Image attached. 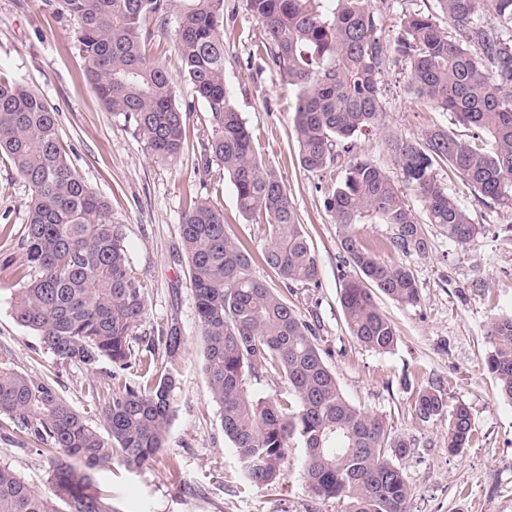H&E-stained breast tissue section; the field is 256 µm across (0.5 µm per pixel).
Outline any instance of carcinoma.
I'll list each match as a JSON object with an SVG mask.
<instances>
[{"label":"carcinoma","mask_w":512,"mask_h":512,"mask_svg":"<svg viewBox=\"0 0 512 512\" xmlns=\"http://www.w3.org/2000/svg\"><path fill=\"white\" fill-rule=\"evenodd\" d=\"M45 2L76 23L86 76L107 109L134 121L154 158L176 159L185 136L177 84L163 62L146 53V21L164 28L169 0ZM244 2L264 32L259 53L297 89L292 128L300 165L323 171L350 153L354 137L380 126L385 49L368 0H333L328 10L325 0ZM174 49L180 74L211 114L209 150L234 185L239 211L268 226L264 262L287 288L317 284L318 261L287 188L258 159L224 82V0H193L179 18ZM394 50L408 61L409 89L417 99L489 136L470 142L435 127L419 142L388 139L404 181L419 186L429 223L467 245L479 228L432 167L448 165L482 202L512 210V0H435V9L401 22ZM0 154L32 190L23 263L34 276L20 275L14 317L60 362L94 369L107 359L113 367L101 407L103 434L49 381L0 357V417L45 445L54 459L49 496L0 465V512H112L90 471L114 459L139 467L165 448L185 337L175 323L161 336L166 365L160 371L150 357L135 354L145 293L128 269L122 225L68 163L54 110L4 76ZM326 208L342 230L345 263L354 270L340 297L347 329L365 347L387 352L397 334L373 290L414 306L419 288L406 268L379 261L355 227L368 220L389 224L392 246L408 253L426 251L423 225L390 175L367 158L348 161ZM180 237L210 395L245 478L256 486L275 480L296 442L304 449L312 491L336 500L337 512H408L411 488L387 451L401 455L410 444L395 437L383 417L347 401L323 359L315 327L252 274L249 254L224 230V212L207 199L191 201ZM488 335L487 370L512 402V316L494 319ZM134 367L148 378L121 381L120 372ZM266 372L284 379L294 403L277 405L249 391L246 375ZM445 407L437 389L420 391L414 402L424 421ZM473 431L468 409L453 408L448 453L469 447Z\"/></svg>","instance_id":"cac0c4a2"}]
</instances>
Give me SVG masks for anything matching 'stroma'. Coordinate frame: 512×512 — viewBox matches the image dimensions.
Wrapping results in <instances>:
<instances>
[{"instance_id": "1", "label": "stroma", "mask_w": 512, "mask_h": 512, "mask_svg": "<svg viewBox=\"0 0 512 512\" xmlns=\"http://www.w3.org/2000/svg\"><path fill=\"white\" fill-rule=\"evenodd\" d=\"M370 4L389 49L383 64L381 130L355 138L351 151L397 179L401 172L386 135L418 140L426 130L442 127L468 140L473 130L419 102L409 90L405 62L390 52L402 19L432 8L433 0ZM191 5L192 0H174L168 25L155 32L149 46L177 76V104L186 110L183 152L165 162L150 155L133 122L109 112L97 95L83 71L73 20L53 16L45 0H0V73L37 92L55 110L69 164L108 202L114 220L123 226L129 270L145 287L146 314L137 330L136 354H150L161 366L166 356L159 336L175 323L185 338L164 449L142 467L115 462L93 473L112 512H336L335 501L317 497L306 482L302 448L289 449L279 478L256 487L246 483L224 435L219 408L209 394L180 238L182 214L196 197L223 210L226 233L252 256L253 275L315 324L317 342L344 397L382 416L394 436L408 441L406 452L393 462L411 487L409 512H512V403L500 399L484 365L492 319L512 316V212L483 205L457 174L440 164L434 168L438 180L479 228L470 244H454L438 225L428 223L421 194L408 185L402 188L406 200L426 224L425 252L395 250L390 225H357L358 238L377 258L405 267L420 290L414 306L376 293L378 307L395 326L397 342L385 353L360 345L349 335L340 305L342 231L324 204L344 168L311 173L301 167L291 121L297 90L258 55L263 31L243 0H224V81L231 101L250 129L263 165L286 185L319 264L317 285L285 287L262 260L266 235L241 215L230 178L210 160L204 135L211 125L209 112L179 76L172 44L178 19ZM31 195L28 183L1 157L0 355L8 356L18 371L48 380L99 429L111 362L102 360L93 370L59 364L39 336L13 315ZM430 388L441 390L448 406L462 404L471 413L475 438L460 454L448 452L447 415L424 421L415 412V395ZM0 465L39 492H49L50 454L8 426L0 427Z\"/></svg>"}]
</instances>
